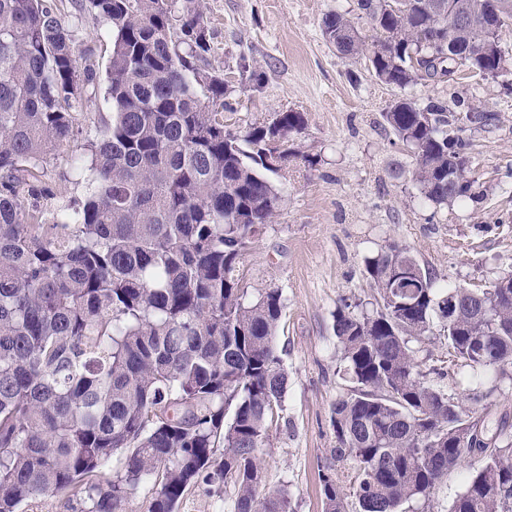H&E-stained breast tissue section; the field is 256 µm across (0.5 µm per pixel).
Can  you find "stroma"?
<instances>
[{"label": "stroma", "mask_w": 512, "mask_h": 512, "mask_svg": "<svg viewBox=\"0 0 512 512\" xmlns=\"http://www.w3.org/2000/svg\"><path fill=\"white\" fill-rule=\"evenodd\" d=\"M201 6L211 36L208 68L228 82L225 127L243 131L286 110L306 118L295 141L299 157L281 181L284 204L247 250L240 275L249 292L277 288L285 303L277 349L288 384L260 450L264 491L288 490L293 512H323L322 471L342 479L349 472L348 463L330 456L331 411L353 387L343 373L334 314L345 305L365 310L371 301L366 257L394 242L409 247L439 281L466 287L512 273V72L494 80L426 79L410 89L422 101L460 100L470 111L498 117L467 132L477 199L439 210L420 197L409 175L395 173L410 159L381 114L400 90L378 80L366 60L343 57L323 35L325 15L355 9L357 0H202ZM60 12L79 59L104 74L107 25L72 0H63ZM243 62L266 73L261 87L242 80ZM82 109L87 117L75 140L54 153L44 172L54 207L85 194L71 158L84 152L95 121L111 110L104 85ZM440 384L467 409L512 428V368L479 385L462 372ZM235 496L230 483L217 495L197 484L176 512H231Z\"/></svg>", "instance_id": "obj_1"}]
</instances>
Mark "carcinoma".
<instances>
[{
    "mask_svg": "<svg viewBox=\"0 0 512 512\" xmlns=\"http://www.w3.org/2000/svg\"><path fill=\"white\" fill-rule=\"evenodd\" d=\"M112 31V112L75 163L80 201L49 209L41 181L78 125L96 76L45 0H0V512L70 493L83 512H122L150 483L146 512H176L186 490L231 479L234 512H293L264 492L259 449L287 373L276 347L284 303L237 269L284 201L272 176L297 157L304 114H275L244 134L224 127V76L199 0H78ZM323 33L402 91L448 68L512 70L502 47L512 0H357ZM364 21L370 37L361 35ZM491 45L486 63L472 49ZM406 147L408 174L438 206L472 197L469 139L442 101L401 97L382 113ZM288 138L276 144L275 134ZM372 311H336L351 394L336 401L331 456L348 461L360 512H424L448 473L478 462L448 512H512V436L428 379L414 344L436 341L448 367L481 382L512 365V274L482 288L440 285L391 243L365 261ZM468 425L460 448L448 424ZM224 460L213 466L218 448ZM111 481L95 480L111 460ZM323 512H347L337 475H321Z\"/></svg>",
    "mask_w": 512,
    "mask_h": 512,
    "instance_id": "1",
    "label": "carcinoma"
}]
</instances>
